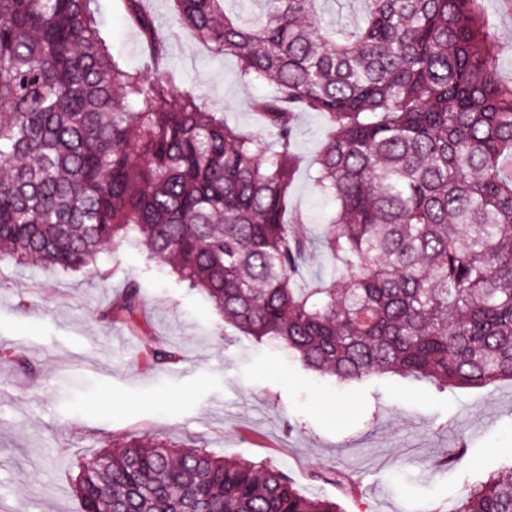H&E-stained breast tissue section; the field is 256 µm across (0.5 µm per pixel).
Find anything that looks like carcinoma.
Segmentation results:
<instances>
[{
	"label": "carcinoma",
	"instance_id": "carcinoma-1",
	"mask_svg": "<svg viewBox=\"0 0 512 512\" xmlns=\"http://www.w3.org/2000/svg\"><path fill=\"white\" fill-rule=\"evenodd\" d=\"M168 28L235 57L270 139L232 127L168 68L166 29L118 0L147 50L116 59L92 0H0V251L89 271L135 236L238 331L339 383L512 381V85L479 0H364L353 31L318 0H171ZM329 125L313 166L335 204L318 238L334 275L299 281L288 223L295 113ZM140 282L113 306L130 325ZM81 512H341L272 465L131 437L84 462ZM448 512H512V464Z\"/></svg>",
	"mask_w": 512,
	"mask_h": 512
}]
</instances>
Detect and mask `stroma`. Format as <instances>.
<instances>
[{
  "label": "stroma",
  "mask_w": 512,
  "mask_h": 512,
  "mask_svg": "<svg viewBox=\"0 0 512 512\" xmlns=\"http://www.w3.org/2000/svg\"><path fill=\"white\" fill-rule=\"evenodd\" d=\"M111 52L144 70L137 30L114 0H98ZM495 42L494 68L512 82V0H480ZM169 66L208 109L240 130L266 136L251 108L269 83L247 85L234 57L185 36L172 39ZM300 159L290 210L319 236L331 204L310 173L326 132L301 112ZM88 272H49L0 254V346L33 372L0 367V512H79L77 462L112 440L151 436L286 469L311 497L344 512H446L467 485L512 460V381L438 388L394 374L339 384L307 371L287 349L243 338L200 292L177 283L133 239L106 246ZM141 282L136 328L104 317L128 279ZM179 360L156 365V345ZM342 472L346 485L322 481Z\"/></svg>",
  "instance_id": "35a3bbf8"
}]
</instances>
